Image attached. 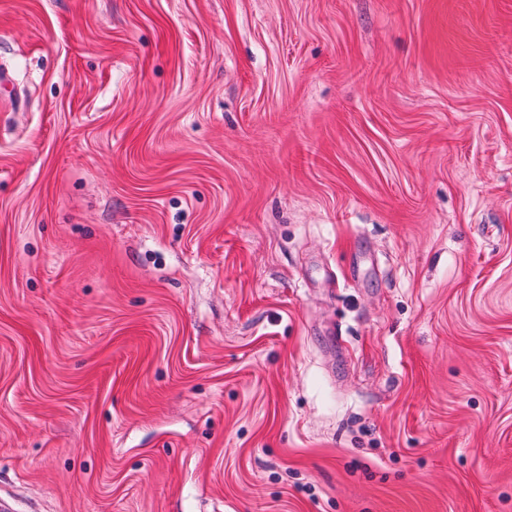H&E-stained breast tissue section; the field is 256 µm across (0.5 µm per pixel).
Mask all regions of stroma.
<instances>
[{
	"label": "stroma",
	"mask_w": 512,
	"mask_h": 512,
	"mask_svg": "<svg viewBox=\"0 0 512 512\" xmlns=\"http://www.w3.org/2000/svg\"><path fill=\"white\" fill-rule=\"evenodd\" d=\"M11 512H512V0H0Z\"/></svg>",
	"instance_id": "35a3bbf8"
}]
</instances>
